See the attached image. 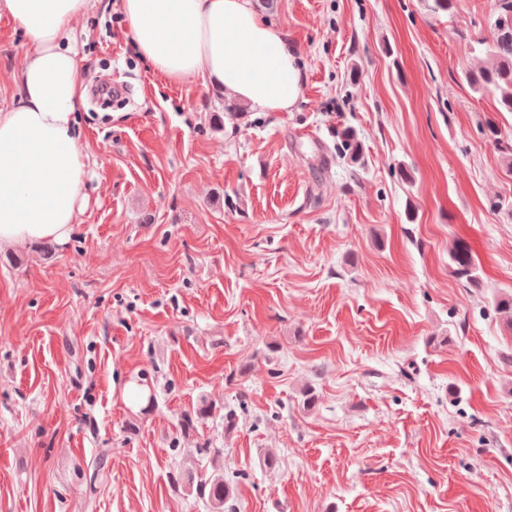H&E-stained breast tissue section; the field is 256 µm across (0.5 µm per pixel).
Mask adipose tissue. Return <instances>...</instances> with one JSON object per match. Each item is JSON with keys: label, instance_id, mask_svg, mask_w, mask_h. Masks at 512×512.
Listing matches in <instances>:
<instances>
[{"label": "adipose tissue", "instance_id": "1", "mask_svg": "<svg viewBox=\"0 0 512 512\" xmlns=\"http://www.w3.org/2000/svg\"><path fill=\"white\" fill-rule=\"evenodd\" d=\"M93 0H0L33 51L15 105L0 111V248L65 242L81 210L87 173L78 144L73 23ZM135 51L169 81L201 77L262 112L296 105L303 70L287 32L250 0H120Z\"/></svg>", "mask_w": 512, "mask_h": 512}]
</instances>
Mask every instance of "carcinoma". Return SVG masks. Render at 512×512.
Masks as SVG:
<instances>
[{
	"label": "carcinoma",
	"instance_id": "obj_1",
	"mask_svg": "<svg viewBox=\"0 0 512 512\" xmlns=\"http://www.w3.org/2000/svg\"><path fill=\"white\" fill-rule=\"evenodd\" d=\"M486 53L493 59V65L479 72L465 75L467 82L476 91L493 90L498 94L501 108L512 112V0H497V11L489 23V36L482 39ZM339 153L357 164L362 158V145L355 131L346 128L340 133ZM450 266L455 277L467 287H481L478 268L466 243L460 241L449 255ZM495 312L505 327L512 331V291H501L493 298ZM215 407L203 403L187 411L181 418V427L189 433L196 423L210 417ZM188 485L194 496L201 500L209 512H224V505L233 497L234 490L222 474H202L196 478L184 479L178 475L172 478L176 489Z\"/></svg>",
	"mask_w": 512,
	"mask_h": 512
}]
</instances>
